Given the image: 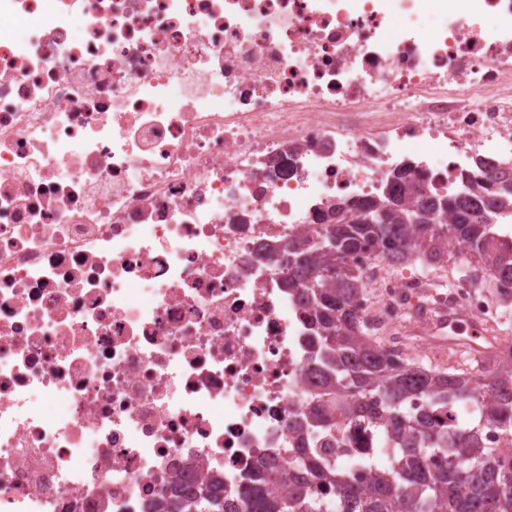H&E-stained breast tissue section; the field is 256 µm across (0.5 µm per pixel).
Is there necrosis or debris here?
<instances>
[{"label":"necrosis or debris","mask_w":512,"mask_h":512,"mask_svg":"<svg viewBox=\"0 0 512 512\" xmlns=\"http://www.w3.org/2000/svg\"><path fill=\"white\" fill-rule=\"evenodd\" d=\"M400 170L512 182V0H0V512L230 497L288 448L389 467L276 257ZM354 264L387 346L432 305L512 352L470 277Z\"/></svg>","instance_id":"obj_1"}]
</instances>
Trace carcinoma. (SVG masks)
<instances>
[{
	"label": "carcinoma",
	"instance_id": "carcinoma-1",
	"mask_svg": "<svg viewBox=\"0 0 512 512\" xmlns=\"http://www.w3.org/2000/svg\"><path fill=\"white\" fill-rule=\"evenodd\" d=\"M392 200L384 223L369 224L377 202ZM512 204V195L496 198L474 191L449 197L430 196L407 181L402 173L369 201L351 204L358 215L336 221L327 214L310 240L288 243V290L301 288L310 303L311 324L318 336L315 359L322 366L319 388L347 387L357 396L346 409L356 419H368L387 430L395 443V464L375 475L366 486L336 470V462L306 448L286 460L281 472L259 463L252 480L276 482L278 493H257L224 503L203 488L187 506L176 497H164L156 512H512V486L504 473L491 470L493 449L482 446L483 423L512 427V354L502 367L481 382L463 371L436 372L385 350L369 336L358 314L356 297L364 290L362 274L353 268L355 255L367 244L381 248L393 265L442 259V243L464 240L481 270L512 279V245H497L489 235L492 219ZM423 210L434 214L433 224H414ZM417 398L427 409L417 412L407 401ZM461 400L481 402L480 420H448L441 426L433 412ZM437 456L447 463L430 468L424 462ZM328 486L335 502L316 499L310 484Z\"/></svg>",
	"mask_w": 512,
	"mask_h": 512
}]
</instances>
